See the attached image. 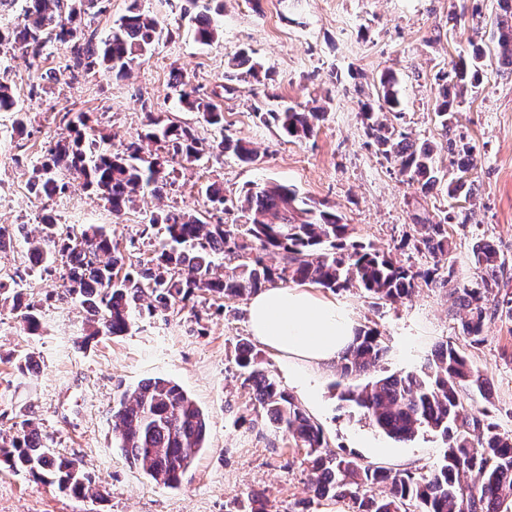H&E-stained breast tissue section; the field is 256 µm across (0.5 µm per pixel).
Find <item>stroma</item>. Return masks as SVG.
Wrapping results in <instances>:
<instances>
[{"label":"stroma","instance_id":"35a3bbf8","mask_svg":"<svg viewBox=\"0 0 512 512\" xmlns=\"http://www.w3.org/2000/svg\"><path fill=\"white\" fill-rule=\"evenodd\" d=\"M140 3L170 36L122 78H69L64 44L50 47L38 75L20 50L0 59L9 65L15 96L30 118L18 140L12 113L0 112V224L36 232L42 204L27 182L33 163L62 133L61 113H94L116 146L135 137L150 113L197 122L198 113L183 111L170 86L177 69L198 97L223 110L225 135L249 142L258 162L244 164L228 153L178 164L175 182L162 196L145 195L119 219L75 180L50 203L61 223L102 225L130 261H144L160 239L143 225L150 213L203 211V189L212 183L236 198L250 184L271 181L341 215L354 240L392 252L415 270L431 262L415 248V215L450 210L454 279L475 275L472 248L484 239L505 258L500 285L512 290V68L500 65L491 27L497 0H224L216 18L223 32L208 45L194 40L181 17L188 0ZM476 43L486 51L482 76L465 84L458 112L440 125L434 112L439 76L469 57ZM243 48L269 70L265 83L226 79L228 61ZM389 68L403 100L397 125L412 140L435 146L441 172L456 173L446 134L471 147L475 167L456 201H449L442 183L421 194L366 136L360 102L375 94ZM272 97L306 109L323 107L324 119L311 136L288 138L257 113ZM60 275L56 268L20 283L28 298L42 303L38 335L24 333L17 312L0 301V432L34 419L49 447L84 465L92 491L67 495L1 466L0 512H351L347 501L310 499L303 449L271 427L239 424V417L252 414V390L243 384L235 352L239 340L251 337L245 302L222 304L199 293L186 306L135 316L125 335L83 347V313L63 297ZM314 293L335 298L356 327L377 328L390 347L387 357L351 377L350 385L420 367L433 349L450 343L489 380L487 393L473 394L469 405L489 410L502 432L512 434V320L488 322L484 343L474 347L459 329L449 286L422 287L393 304L354 287L337 294L318 287ZM27 353L36 366L23 375L15 362ZM155 376L178 383L208 423L205 446L176 489L157 485L112 443L114 400ZM338 381L336 367L321 370L318 400L304 406L332 448L416 474L438 462L439 435L422 430L406 442L387 437L340 401Z\"/></svg>","mask_w":512,"mask_h":512}]
</instances>
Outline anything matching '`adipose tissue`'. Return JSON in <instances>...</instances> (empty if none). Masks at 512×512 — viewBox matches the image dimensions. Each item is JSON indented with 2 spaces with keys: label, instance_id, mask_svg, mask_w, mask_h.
I'll list each match as a JSON object with an SVG mask.
<instances>
[{
  "label": "adipose tissue",
  "instance_id": "1",
  "mask_svg": "<svg viewBox=\"0 0 512 512\" xmlns=\"http://www.w3.org/2000/svg\"><path fill=\"white\" fill-rule=\"evenodd\" d=\"M246 312L255 340L297 363L290 377L307 395L313 389L301 365L332 364L355 336V323L342 306L301 288L264 289L249 299Z\"/></svg>",
  "mask_w": 512,
  "mask_h": 512
}]
</instances>
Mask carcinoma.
I'll list each match as a JSON object with an SVG mask.
<instances>
[{"label": "carcinoma", "mask_w": 512, "mask_h": 512, "mask_svg": "<svg viewBox=\"0 0 512 512\" xmlns=\"http://www.w3.org/2000/svg\"><path fill=\"white\" fill-rule=\"evenodd\" d=\"M499 2L502 13L493 26L500 56L512 66V0ZM109 5L110 0H25L17 23L0 28V49L20 48L29 68L37 72L49 47L64 43L70 48L66 70L71 77L124 76L136 59L162 40L164 28L133 0L127 13L103 34L95 24ZM222 10L218 0L190 19L196 42L208 45L219 37L211 13ZM484 55V48L476 44L470 62H460L452 75L439 76L443 86L435 115L443 130H448V114L456 111L457 95L449 90L448 79L479 80ZM228 68L236 78L258 81L262 77V64L247 50L233 56ZM11 84L8 67L0 63V112L14 114L13 131L21 137L27 132L29 115L14 97ZM172 85L187 111L201 114L205 126L224 133V112L217 105L196 97L178 71L172 74ZM361 106L365 134L407 181L423 192L441 182L434 147L417 144L390 119L400 116L394 70L383 73L377 97ZM257 112L270 116L297 140L312 135L323 119L321 112L288 106ZM60 124L67 136L33 165L29 191L49 201L78 178L117 218L133 207L139 194H161L170 185V167L177 159L193 162L230 150L243 163L257 161V154L244 141L224 136L207 140L199 137L195 127L168 116H148L142 132L118 148L112 147L111 138L95 127L86 112L72 118L65 113ZM145 141L157 145L154 152H144ZM447 142L449 153L467 158L458 167L461 183L474 166L472 149L450 138ZM205 195L211 209L222 214L238 212L244 223L213 224L203 215L186 212L152 213L146 227L163 225L167 243L136 266L126 265L118 243L103 227L60 224L47 207L36 234L25 232L23 224L0 225V249L19 234L27 245L25 274L62 269L65 297L76 300L85 313L84 345L100 336H121L130 330L135 314L166 312L197 292L235 302L278 281H291L336 293L355 286L374 300L395 303L410 297L421 284H437L439 271L448 264V214L437 221L424 217L417 222V246L427 251L433 264L414 271L391 253L352 240L350 225L341 216L320 209L289 186L253 183L242 198L233 201L221 188L209 185ZM219 258L224 264L216 263ZM474 259L477 278L459 284L451 295L454 305L465 312L460 320L462 334L480 345L488 322L512 317V294L499 288L506 262L492 245L476 246ZM20 278L22 274L16 272L7 282L0 279V299L12 301L23 330L35 336L40 309L19 291ZM386 353L380 332L361 328L339 357L337 369L343 378L356 376ZM236 359L247 370L243 383L252 389L255 413L250 420L241 417V422L255 425L264 415L275 432L306 450L307 488L312 497L347 499L353 512H512V435L500 431L488 410L465 403L470 393H485L489 380L455 346L434 349L418 370L393 373L340 394L398 441L414 438L421 429L440 433L445 448L426 475L365 463L331 448L321 427L261 367L250 343L239 342ZM111 414L112 432L125 459L142 466L156 484L178 487L206 439V418L192 397L174 381L153 377L132 391H123L114 400ZM0 462L69 495L82 496L91 488L84 465L45 446L31 419L23 420L10 434H0ZM379 484L388 488L387 494H369Z\"/></svg>", "instance_id": "cac0c4a2"}]
</instances>
